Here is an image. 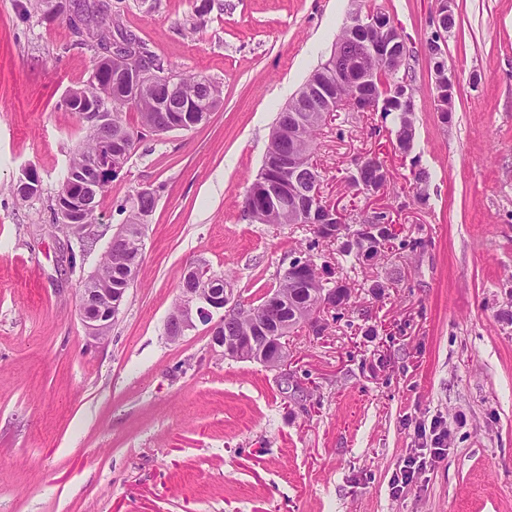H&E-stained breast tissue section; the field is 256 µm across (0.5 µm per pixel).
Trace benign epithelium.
<instances>
[{"label":"benign epithelium","mask_w":512,"mask_h":512,"mask_svg":"<svg viewBox=\"0 0 512 512\" xmlns=\"http://www.w3.org/2000/svg\"><path fill=\"white\" fill-rule=\"evenodd\" d=\"M436 2V33L429 41L427 51L434 62L441 65L445 63L447 18L454 12L452 0ZM346 30L350 46L338 43L331 54L336 61L334 79L319 87L310 82L299 91V95L305 96V111L310 113L309 119L312 121H326L342 111H379L377 97L363 93L375 83V71L368 63L369 58L379 60L395 72L406 68L409 47L399 28L385 13L375 10L364 14L357 8L351 13ZM101 70L115 72V79H101ZM152 82L153 76L141 65L136 45L118 38L112 42V47L102 51L98 57L91 82L93 90H73L63 99L68 111L78 114L104 136L101 149L86 157L84 171H69L71 189L56 202L59 222L67 226L69 235L81 241L87 238L89 229V225L83 223V214L95 204L106 181L122 171L128 156V149L112 147V117L105 112L106 104L128 88L134 94L143 93ZM455 87V75L451 71L448 72V81L435 84V109L444 123L448 121L449 103ZM209 115L210 112L205 111L199 114L198 121L194 123H170L152 127L150 131L161 134L189 130L206 122ZM303 163L309 164L315 176L314 185H319L320 172L310 155L299 156L290 152L281 156L278 174L286 176ZM15 188L21 198L31 199L40 194L41 180L34 170L26 169ZM311 209L321 224L344 223L336 205L324 200L318 189L312 192ZM182 276L192 287L181 289L180 300L166 320L165 330L170 334V339H180L187 331L196 328L199 321L209 325L211 349L222 352L226 358L257 361L274 367H280L288 360V346L271 345L263 336L267 321L258 325V331L262 332L260 336H240L224 328V316L230 315L236 303L233 301V288L223 279L195 261L185 267ZM125 294L124 288L82 289L78 311L90 340L98 344L107 340L112 324L120 314Z\"/></svg>","instance_id":"7a95c632"}]
</instances>
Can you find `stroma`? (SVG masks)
Instances as JSON below:
<instances>
[{"label":"stroma","mask_w":512,"mask_h":512,"mask_svg":"<svg viewBox=\"0 0 512 512\" xmlns=\"http://www.w3.org/2000/svg\"><path fill=\"white\" fill-rule=\"evenodd\" d=\"M59 2L0 0V512H512V0H454L444 121L427 55L435 0H365L413 52V147L393 149L381 113H345L317 140L321 192L423 245L351 268L321 242L318 266L349 278L351 298L322 331L291 336L282 369L215 356L203 324L169 341L165 323L190 261L256 305L308 238L251 222L243 201L277 112L329 58L352 0H109L166 69L206 76L223 101L194 129L145 136L82 242L52 203L90 132L63 99L96 55ZM366 156L389 172L372 195L346 180ZM419 164L432 173L423 205ZM27 168L42 192L24 200L10 187ZM145 185L157 201L142 263L93 346L83 281ZM69 247L84 254L73 272ZM437 421L443 453L393 492L418 427ZM445 70V72L448 73V82H437L435 84L436 94L434 100L436 112H438L440 120L443 121L448 119V112L450 111L449 103L456 87L454 73L448 69L447 65Z\"/></svg>","instance_id":"obj_1"}]
</instances>
